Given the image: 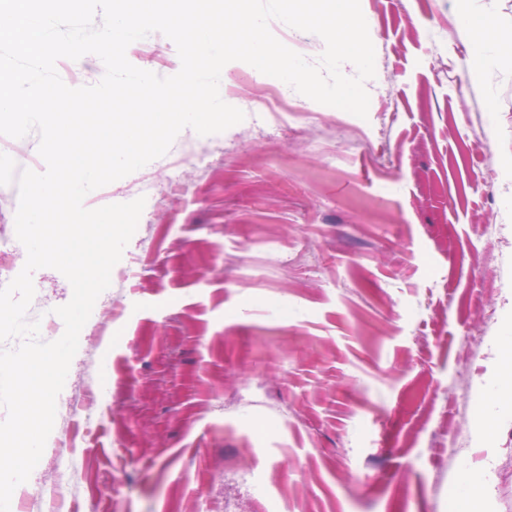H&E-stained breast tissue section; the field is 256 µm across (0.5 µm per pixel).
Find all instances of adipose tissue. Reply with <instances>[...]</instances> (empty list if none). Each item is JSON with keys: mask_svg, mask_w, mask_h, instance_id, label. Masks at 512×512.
<instances>
[{"mask_svg": "<svg viewBox=\"0 0 512 512\" xmlns=\"http://www.w3.org/2000/svg\"><path fill=\"white\" fill-rule=\"evenodd\" d=\"M450 2L478 53L469 79L474 83L490 85L500 65L512 60V26L503 25L494 15L484 16L482 22H474L476 9L471 0Z\"/></svg>", "mask_w": 512, "mask_h": 512, "instance_id": "adipose-tissue-1", "label": "adipose tissue"}]
</instances>
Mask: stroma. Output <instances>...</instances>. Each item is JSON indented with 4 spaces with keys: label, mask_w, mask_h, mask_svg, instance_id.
<instances>
[{
    "label": "stroma",
    "mask_w": 512,
    "mask_h": 512,
    "mask_svg": "<svg viewBox=\"0 0 512 512\" xmlns=\"http://www.w3.org/2000/svg\"><path fill=\"white\" fill-rule=\"evenodd\" d=\"M360 5L367 118L233 61L220 95L244 120L171 145L205 162L163 156L86 196L159 188L27 486L71 478L34 512H462L465 472L512 512V390L490 392L486 437L466 410L512 345V181L490 178L512 155V65L469 81L448 0Z\"/></svg>",
    "instance_id": "35a3bbf8"
}]
</instances>
